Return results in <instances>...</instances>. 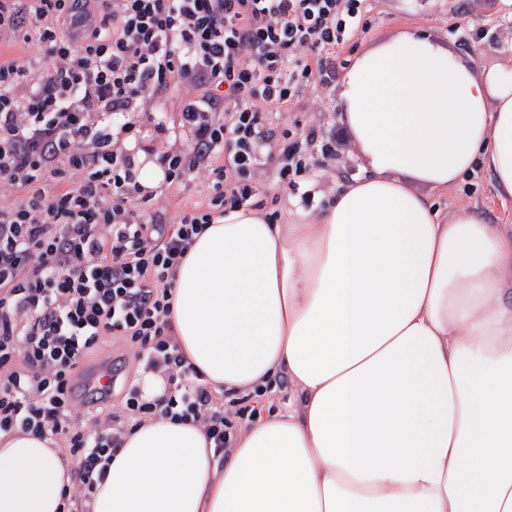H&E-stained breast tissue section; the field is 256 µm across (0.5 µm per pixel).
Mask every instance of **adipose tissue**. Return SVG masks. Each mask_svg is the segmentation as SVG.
Here are the masks:
<instances>
[{
  "label": "adipose tissue",
  "instance_id": "adipose-tissue-1",
  "mask_svg": "<svg viewBox=\"0 0 512 512\" xmlns=\"http://www.w3.org/2000/svg\"><path fill=\"white\" fill-rule=\"evenodd\" d=\"M365 174L287 226L226 210L195 237L170 321L214 388L296 396L235 436L156 417L90 512H512V231L441 218L425 189L475 168L512 198V67L423 30L362 52L338 96ZM71 465L0 434V512H59Z\"/></svg>",
  "mask_w": 512,
  "mask_h": 512
}]
</instances>
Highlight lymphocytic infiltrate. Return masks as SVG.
Segmentation results:
<instances>
[{
    "mask_svg": "<svg viewBox=\"0 0 512 512\" xmlns=\"http://www.w3.org/2000/svg\"><path fill=\"white\" fill-rule=\"evenodd\" d=\"M112 34L64 36V21ZM365 0H0V40L43 45L41 58L0 63V432L53 440L74 464L62 512H89L95 484L127 432L157 416L201 424L215 453L255 422L252 395L225 400L186 361L169 320L176 269L194 235L225 207L250 205L267 107L303 95L312 57L334 53L368 25ZM184 83L190 150L156 163L164 182L212 172L205 207L174 222L143 220L148 202L126 152L147 98ZM224 165H216L217 157ZM68 189L49 194V179ZM162 389L138 385L78 404L74 382L105 339Z\"/></svg>",
    "mask_w": 512,
    "mask_h": 512,
    "instance_id": "lymphocytic-infiltrate-1",
    "label": "lymphocytic infiltrate"
}]
</instances>
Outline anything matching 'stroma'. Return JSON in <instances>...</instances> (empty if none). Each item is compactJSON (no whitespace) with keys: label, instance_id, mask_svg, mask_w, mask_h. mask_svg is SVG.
<instances>
[{"label":"stroma","instance_id":"stroma-1","mask_svg":"<svg viewBox=\"0 0 512 512\" xmlns=\"http://www.w3.org/2000/svg\"><path fill=\"white\" fill-rule=\"evenodd\" d=\"M366 7L367 28L328 56L329 78L315 83L293 103L264 115L268 145L254 170L253 181L261 210L274 214L277 223H298L297 212L301 209L309 215L317 213L342 184L362 175L363 163L336 109V91L344 70L367 46L397 29L423 27L461 52L480 47L483 63L512 61V5L505 0H368ZM189 94V88L178 84L151 103V112L166 124L168 132L160 138L153 131H144L134 150L137 161L151 162L157 152L185 146L180 109ZM312 127L317 136L307 149L310 170L300 176V190L293 194L278 182L282 132L288 129L301 138ZM152 190L157 194L154 210L171 222L182 212L206 203L211 181L193 174L172 184L157 182ZM304 192L310 195L306 205L300 199ZM433 198L445 214L466 206L480 211L487 223L512 224V199L498 198L490 176L480 170L448 190L434 192Z\"/></svg>","mask_w":512,"mask_h":512}]
</instances>
